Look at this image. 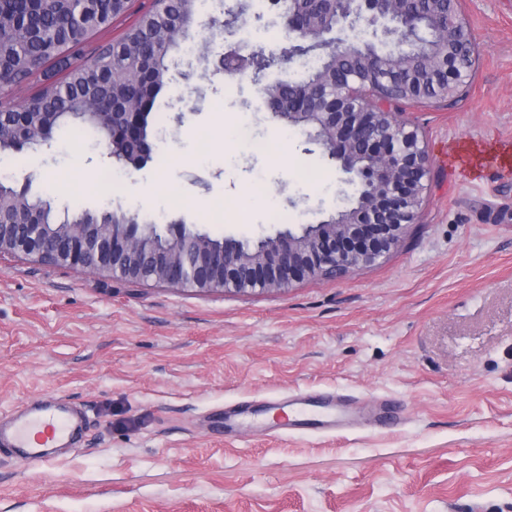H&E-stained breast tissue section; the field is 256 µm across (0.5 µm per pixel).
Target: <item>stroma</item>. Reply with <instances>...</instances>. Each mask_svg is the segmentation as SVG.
Returning a JSON list of instances; mask_svg holds the SVG:
<instances>
[{"mask_svg": "<svg viewBox=\"0 0 512 512\" xmlns=\"http://www.w3.org/2000/svg\"><path fill=\"white\" fill-rule=\"evenodd\" d=\"M464 7L469 85L399 110L429 180L419 222L386 259L240 294L0 256V414L61 399L86 419L48 463L0 452V512H512V0ZM223 19L205 0L200 52L175 57L195 77L160 98L143 169L106 167L98 137L71 123L1 158L11 180L60 211L181 218L214 237L327 217L343 173L286 132L250 78L208 70L232 40ZM237 38L286 47L265 0ZM241 126L274 152L226 141ZM105 169L119 189L96 183ZM301 391L381 406L393 422L277 429L270 406Z\"/></svg>", "mask_w": 512, "mask_h": 512, "instance_id": "stroma-1", "label": "stroma"}]
</instances>
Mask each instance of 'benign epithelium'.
Wrapping results in <instances>:
<instances>
[{"instance_id": "7a95c632", "label": "benign epithelium", "mask_w": 512, "mask_h": 512, "mask_svg": "<svg viewBox=\"0 0 512 512\" xmlns=\"http://www.w3.org/2000/svg\"><path fill=\"white\" fill-rule=\"evenodd\" d=\"M336 30L363 25L385 37L410 43L414 32L388 26L413 0H340ZM446 18L426 58L410 53L380 54L373 45H336L322 39L327 28L308 16L291 19L305 37L304 48L327 49L336 68L319 84H301L281 108V91L266 102L272 114L322 146L349 181L365 185L363 204L340 199L336 212L252 242L226 236L217 246L209 235L186 224H68L52 232L45 224H11L0 219V255L24 254L37 262L89 270L131 283L154 281L202 290L277 292L304 278H343L397 248L408 227L419 221L429 176L428 155L416 130L389 111L393 102L446 101L468 83L472 69L461 65L472 55L468 20L461 0H427ZM252 52L237 47L224 53V77L243 71ZM404 65L420 73L408 87H398L394 70ZM107 156L135 171L151 159L152 142L144 134L142 113L122 112L107 130Z\"/></svg>"}]
</instances>
